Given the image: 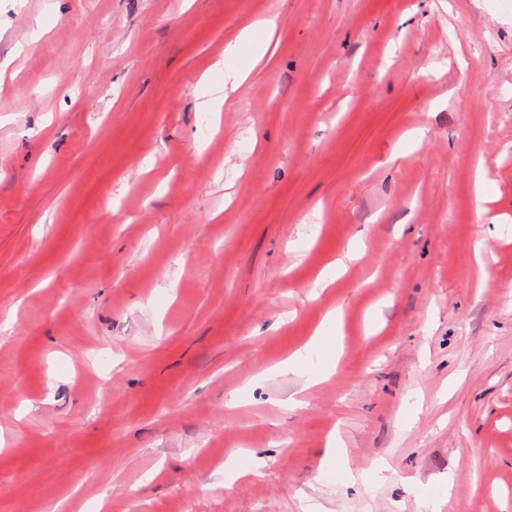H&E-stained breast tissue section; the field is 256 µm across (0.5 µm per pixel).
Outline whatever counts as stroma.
<instances>
[{
    "label": "stroma",
    "mask_w": 512,
    "mask_h": 512,
    "mask_svg": "<svg viewBox=\"0 0 512 512\" xmlns=\"http://www.w3.org/2000/svg\"><path fill=\"white\" fill-rule=\"evenodd\" d=\"M311 504L512 512V10L0 0V512ZM276 28V19L275 18H269L265 21L255 23V24H248L245 25L240 35L237 39V41L234 44H229L227 48H225L224 56L225 55H232L235 52H237L243 45L248 43L257 32L264 31L266 33H269L270 35Z\"/></svg>",
    "instance_id": "1"
}]
</instances>
